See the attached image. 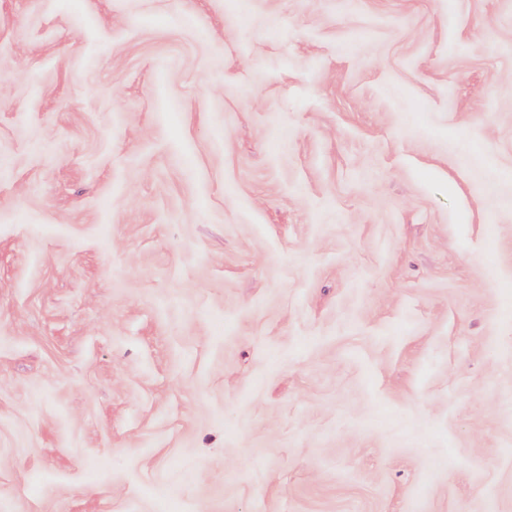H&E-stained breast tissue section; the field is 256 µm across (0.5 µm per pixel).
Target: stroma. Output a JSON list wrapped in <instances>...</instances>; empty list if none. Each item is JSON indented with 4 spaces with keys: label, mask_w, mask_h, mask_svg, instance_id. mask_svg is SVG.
<instances>
[{
    "label": "stroma",
    "mask_w": 512,
    "mask_h": 512,
    "mask_svg": "<svg viewBox=\"0 0 512 512\" xmlns=\"http://www.w3.org/2000/svg\"><path fill=\"white\" fill-rule=\"evenodd\" d=\"M0 512H512V0H0Z\"/></svg>",
    "instance_id": "stroma-1"
}]
</instances>
